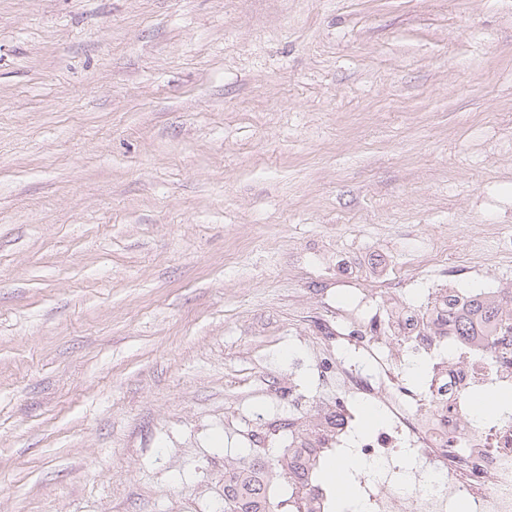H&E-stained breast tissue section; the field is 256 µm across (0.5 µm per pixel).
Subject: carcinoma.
Masks as SVG:
<instances>
[{"label": "carcinoma", "instance_id": "cac0c4a2", "mask_svg": "<svg viewBox=\"0 0 512 512\" xmlns=\"http://www.w3.org/2000/svg\"><path fill=\"white\" fill-rule=\"evenodd\" d=\"M507 311L512 313V296L503 300L496 295H465L452 290L442 293L432 322L442 335L469 341L498 325ZM281 475L295 483L304 482L305 471L296 467L288 450L271 462L256 453L247 465L228 463L224 467V512H272L267 489L270 481Z\"/></svg>", "mask_w": 512, "mask_h": 512}]
</instances>
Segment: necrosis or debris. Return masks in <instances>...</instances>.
I'll return each instance as SVG.
<instances>
[{
	"mask_svg": "<svg viewBox=\"0 0 512 512\" xmlns=\"http://www.w3.org/2000/svg\"><path fill=\"white\" fill-rule=\"evenodd\" d=\"M367 309L336 327V352L324 357L336 380L333 405L302 430L294 452L311 459L355 455L372 467L360 478L364 512H452L468 501L471 512H512V423L475 418L472 401L487 391L512 393V336L462 342L424 326L394 334L378 330ZM427 361V379H402L398 359ZM378 401L384 426L357 432L355 400ZM418 455L439 482L416 480L397 492L402 453Z\"/></svg>",
	"mask_w": 512,
	"mask_h": 512,
	"instance_id": "necrosis-or-debris-1",
	"label": "necrosis or debris"
}]
</instances>
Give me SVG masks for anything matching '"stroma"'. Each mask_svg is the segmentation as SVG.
Returning a JSON list of instances; mask_svg holds the SVG:
<instances>
[{
	"label": "stroma",
	"instance_id": "obj_1",
	"mask_svg": "<svg viewBox=\"0 0 512 512\" xmlns=\"http://www.w3.org/2000/svg\"><path fill=\"white\" fill-rule=\"evenodd\" d=\"M511 233L512 0H0V512H224Z\"/></svg>",
	"mask_w": 512,
	"mask_h": 512
}]
</instances>
